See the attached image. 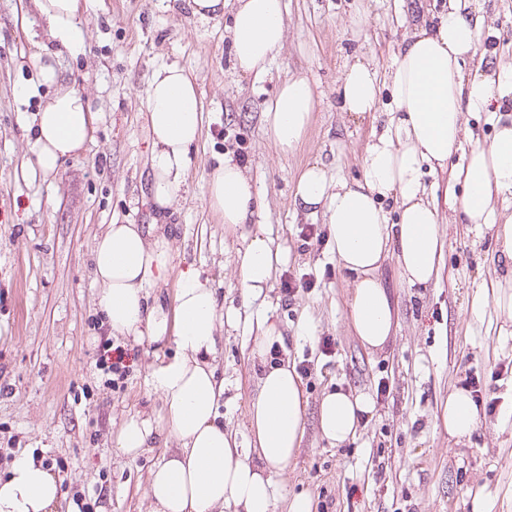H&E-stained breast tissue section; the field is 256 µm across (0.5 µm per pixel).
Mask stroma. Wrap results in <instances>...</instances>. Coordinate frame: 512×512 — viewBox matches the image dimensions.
Wrapping results in <instances>:
<instances>
[{
  "label": "stroma",
  "instance_id": "35a3bbf8",
  "mask_svg": "<svg viewBox=\"0 0 512 512\" xmlns=\"http://www.w3.org/2000/svg\"><path fill=\"white\" fill-rule=\"evenodd\" d=\"M445 0H286L287 39L261 76L234 69L224 22L192 16L185 0H87L81 17L85 49L73 54L48 36L33 0H0V477L29 454L62 481L61 512H151L148 478L176 441L128 457L112 446L125 419L162 420L163 401L151 373L172 360V340L157 343L113 335L95 305V239L113 223L149 234L168 229L172 266L148 290V306L172 310L183 271L209 278L221 310L236 328H222L209 360L224 380L219 413L245 435L248 405L269 366L309 361L302 383L306 431L295 464L274 474V512H288L306 493L312 512H471L477 490L512 482V339L497 340L471 325L475 284L490 279L494 243L462 223L461 185L450 174L437 184L445 267L438 285L402 283L394 259L380 278L396 316L382 350L364 347L346 321L350 276L336 264L322 215L295 209L302 168L323 160L329 178L355 179L364 147L384 116L356 118L339 108L336 89L345 62L367 56L386 72L396 46ZM485 23L478 40L488 65L512 58V0H479ZM52 65L58 83L46 82ZM176 66L201 92L203 132L169 212L150 196L153 144L145 121L147 89L159 67ZM305 76L317 105L305 139L280 154L260 112L288 75ZM75 87L96 114V132L78 155L45 174L35 163L33 117L58 85ZM242 159L264 199L259 218L284 255L267 288L244 297L240 262L251 226L231 227L205 203L206 177L224 157ZM315 227L321 241L307 239ZM296 282L286 295L283 281ZM269 315L283 333L265 358L253 356L255 320ZM330 337L322 352L321 337ZM128 352L123 380L97 364L104 348ZM477 375L494 391V409L478 404L481 425L471 441L454 443L440 407ZM390 391L378 395V383ZM375 398L357 436L341 447L319 433V400L333 391Z\"/></svg>",
  "mask_w": 512,
  "mask_h": 512
}]
</instances>
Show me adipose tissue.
<instances>
[{
    "label": "adipose tissue",
    "mask_w": 512,
    "mask_h": 512,
    "mask_svg": "<svg viewBox=\"0 0 512 512\" xmlns=\"http://www.w3.org/2000/svg\"><path fill=\"white\" fill-rule=\"evenodd\" d=\"M475 0H449L430 28L413 33L398 48L389 71L379 74L363 56L345 66L337 88L342 111L362 117L377 111L381 91L391 108L383 126L366 144L360 175L354 182L329 180L322 162L306 165L294 194L297 206L323 212L337 265L352 278L347 320L370 349L388 343L394 309L378 271L395 257L409 287L436 284L444 239L439 212L424 181L426 172L445 170L467 134L466 115L487 114L493 124L489 144H475L455 177L464 185L460 201L467 223L496 243L497 275L477 285L469 301L472 323L512 335V217L500 219L496 204L512 203V114L500 105L512 99V62L487 69L478 56L484 23L473 11ZM58 46L82 47L80 17L85 0H33ZM193 16L228 17L234 67L242 75L266 72L281 51L286 34L285 0H187ZM316 109V96L302 76L288 77L266 102L262 122L284 154L305 137ZM146 121L153 152L151 199L168 211L188 168L189 154L203 128L196 82L184 70L165 66L154 71L147 90ZM34 154L38 169L56 172L64 158L92 140L96 116L73 89L59 88L34 117ZM394 200L397 223H388L383 199ZM206 204L225 225L254 223L262 202L241 164L227 158L206 179ZM96 304L112 332L158 342L173 337L179 354L152 374L160 393L177 452L151 472V512H273V474L294 461L305 431L307 402L293 366L264 371L248 408L249 449L218 417L224 386L207 362L217 345L220 323L216 292L192 270L182 274L172 312L147 304V289L165 279L171 243L165 234L147 237L135 224H111L96 238ZM283 260L264 230L252 235L240 264V281L249 294L266 288ZM369 396L325 394L317 408L324 439L340 446L354 439ZM441 422L455 441L471 439L480 419L468 390L449 394ZM158 435L151 420L132 416L121 425L115 446L138 456ZM62 498L55 474L33 457L17 459L0 479V512H57Z\"/></svg>",
    "instance_id": "1"
}]
</instances>
